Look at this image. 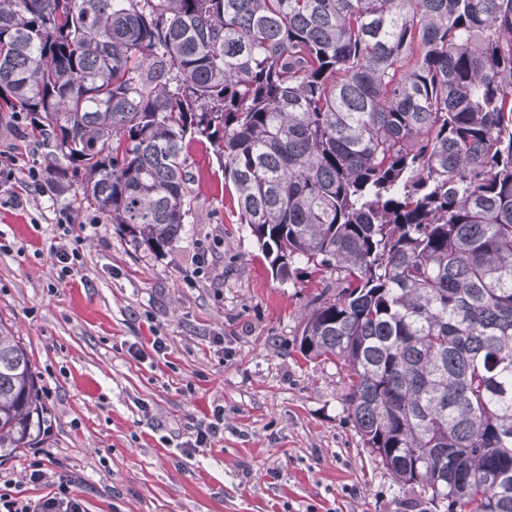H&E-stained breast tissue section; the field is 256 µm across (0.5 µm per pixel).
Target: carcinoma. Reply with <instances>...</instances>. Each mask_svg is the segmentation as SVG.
I'll return each mask as SVG.
<instances>
[{
  "mask_svg": "<svg viewBox=\"0 0 512 512\" xmlns=\"http://www.w3.org/2000/svg\"><path fill=\"white\" fill-rule=\"evenodd\" d=\"M161 254L185 141L224 158L271 271L336 273L299 352L444 512H512V0H0V110ZM50 420L0 328V463Z\"/></svg>",
  "mask_w": 512,
  "mask_h": 512,
  "instance_id": "cac0c4a2",
  "label": "carcinoma"
}]
</instances>
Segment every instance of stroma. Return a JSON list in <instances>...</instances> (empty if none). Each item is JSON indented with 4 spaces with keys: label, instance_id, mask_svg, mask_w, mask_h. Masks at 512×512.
<instances>
[{
    "label": "stroma",
    "instance_id": "stroma-1",
    "mask_svg": "<svg viewBox=\"0 0 512 512\" xmlns=\"http://www.w3.org/2000/svg\"><path fill=\"white\" fill-rule=\"evenodd\" d=\"M50 151L0 112V158L15 170L0 183V324L28 349L51 420L1 477L39 500L47 487L25 473L43 460L88 512H437L364 448L344 372L300 354L329 276L272 274L215 150L188 144L192 213L161 255L50 182L8 207ZM62 210L82 256L65 277L50 255ZM219 407L223 434L186 452Z\"/></svg>",
    "mask_w": 512,
    "mask_h": 512
}]
</instances>
